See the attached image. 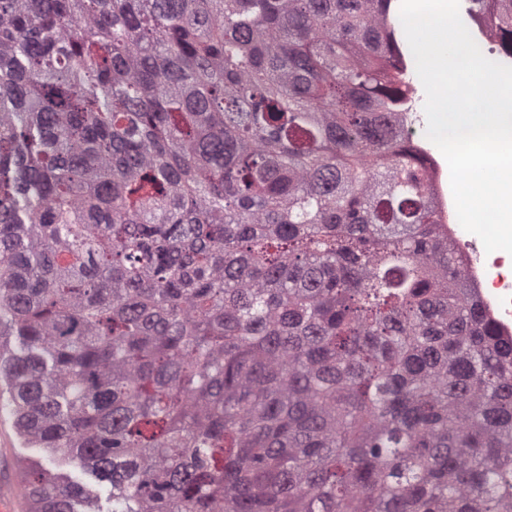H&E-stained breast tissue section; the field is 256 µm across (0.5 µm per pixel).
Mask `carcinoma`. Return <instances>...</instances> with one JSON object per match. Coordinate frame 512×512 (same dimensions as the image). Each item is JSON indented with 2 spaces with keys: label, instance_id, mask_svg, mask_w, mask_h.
<instances>
[{
  "label": "carcinoma",
  "instance_id": "1",
  "mask_svg": "<svg viewBox=\"0 0 512 512\" xmlns=\"http://www.w3.org/2000/svg\"><path fill=\"white\" fill-rule=\"evenodd\" d=\"M512 55V0H470ZM392 0H0V382L123 512H512V340L438 233ZM27 512L88 491L20 464Z\"/></svg>",
  "mask_w": 512,
  "mask_h": 512
}]
</instances>
